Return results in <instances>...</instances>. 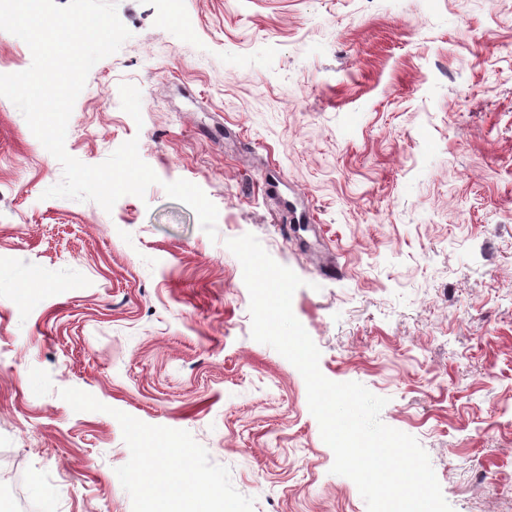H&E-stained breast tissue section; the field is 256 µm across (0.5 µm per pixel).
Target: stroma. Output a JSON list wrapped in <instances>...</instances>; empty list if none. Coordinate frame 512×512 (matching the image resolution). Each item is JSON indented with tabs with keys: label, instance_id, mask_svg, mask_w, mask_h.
Returning <instances> with one entry per match:
<instances>
[{
	"label": "stroma",
	"instance_id": "35a3bbf8",
	"mask_svg": "<svg viewBox=\"0 0 512 512\" xmlns=\"http://www.w3.org/2000/svg\"><path fill=\"white\" fill-rule=\"evenodd\" d=\"M117 10L65 148L137 139L144 198H44L62 166L0 97V512H179L209 479L216 512H367L251 336L248 233L303 280L322 374L386 398L453 512H512V0Z\"/></svg>",
	"mask_w": 512,
	"mask_h": 512
}]
</instances>
